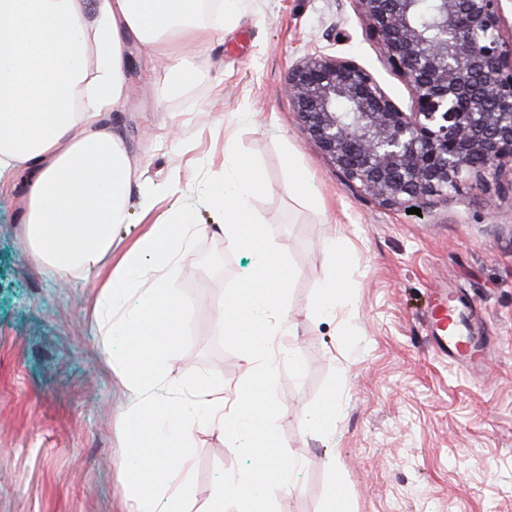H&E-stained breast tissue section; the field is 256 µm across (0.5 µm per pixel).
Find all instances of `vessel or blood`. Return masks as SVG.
<instances>
[{
	"instance_id": "vessel-or-blood-1",
	"label": "vessel or blood",
	"mask_w": 512,
	"mask_h": 512,
	"mask_svg": "<svg viewBox=\"0 0 512 512\" xmlns=\"http://www.w3.org/2000/svg\"><path fill=\"white\" fill-rule=\"evenodd\" d=\"M434 349L458 364H470L473 353L468 348V322L462 306L440 302L429 316Z\"/></svg>"
}]
</instances>
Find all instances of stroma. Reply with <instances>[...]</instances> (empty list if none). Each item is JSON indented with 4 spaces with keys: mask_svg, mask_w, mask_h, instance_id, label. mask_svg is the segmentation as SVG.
<instances>
[{
    "mask_svg": "<svg viewBox=\"0 0 512 512\" xmlns=\"http://www.w3.org/2000/svg\"><path fill=\"white\" fill-rule=\"evenodd\" d=\"M339 26L347 41H337ZM183 52L200 77L174 95L128 39L123 99L100 117L132 161L129 223L190 211L199 226L175 284L190 307L172 375L205 379L228 399L251 382L249 338L225 337L215 321L225 289L250 269L248 254L214 231L223 213L210 199L224 185L231 144L265 175L250 204L294 273L292 353L278 364L274 397L279 450L299 466L289 490L268 488L270 512H325L336 481L346 512H512V192L470 184L410 214L350 186L305 137L284 85L310 55L355 58L411 106L353 0H238L223 39L190 41ZM291 159L310 173L320 208L289 194ZM144 182L176 185L146 217ZM28 190L21 180L0 192V512H123L127 396L99 354L89 315L97 290L26 254L19 229ZM334 239L350 255L351 293L318 316L312 304ZM438 288L470 300L480 369L433 349L426 315ZM329 408L334 419L320 427ZM253 463L227 437L197 434L185 512H211L226 476Z\"/></svg>",
    "mask_w": 512,
    "mask_h": 512,
    "instance_id": "obj_1",
    "label": "stroma"
}]
</instances>
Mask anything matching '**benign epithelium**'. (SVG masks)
<instances>
[{
    "mask_svg": "<svg viewBox=\"0 0 512 512\" xmlns=\"http://www.w3.org/2000/svg\"><path fill=\"white\" fill-rule=\"evenodd\" d=\"M407 85L403 110L357 61L311 55L288 73L302 132L385 207L427 205L512 163V35L502 0H353ZM427 7L431 22L418 15Z\"/></svg>",
    "mask_w": 512,
    "mask_h": 512,
    "instance_id": "7a95c632",
    "label": "benign epithelium"
}]
</instances>
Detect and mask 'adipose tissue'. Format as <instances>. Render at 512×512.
Wrapping results in <instances>:
<instances>
[{
  "label": "adipose tissue",
  "mask_w": 512,
  "mask_h": 512,
  "mask_svg": "<svg viewBox=\"0 0 512 512\" xmlns=\"http://www.w3.org/2000/svg\"><path fill=\"white\" fill-rule=\"evenodd\" d=\"M202 0H0V185L31 179L21 241L32 259L61 277L78 273L98 286L90 316L103 336H122L121 353L103 345L105 363L121 378L135 421L132 452L159 448L147 473L137 475L126 512H183L190 494L189 444L196 433L224 434L249 448L255 467L228 480L241 512H268V485L288 489L294 464L282 459L273 432L274 400L257 405L252 388L238 392L233 412L209 383L184 385L170 374V338L188 306L173 283L197 227L187 212L148 225L120 258L115 229L124 223L130 161L119 139L101 127V112L123 94L125 40L134 36L167 75L197 80L183 57L186 39L219 40L223 29L201 24ZM101 64L86 78L80 60L87 42ZM224 214L219 230L230 247L247 251L251 272L225 291L216 323L228 336H255L244 361L257 385L270 390L291 333L284 292L293 278L279 257L273 229L250 208L264 178L247 158L224 159ZM151 442H144V435Z\"/></svg>",
  "instance_id": "1"
}]
</instances>
